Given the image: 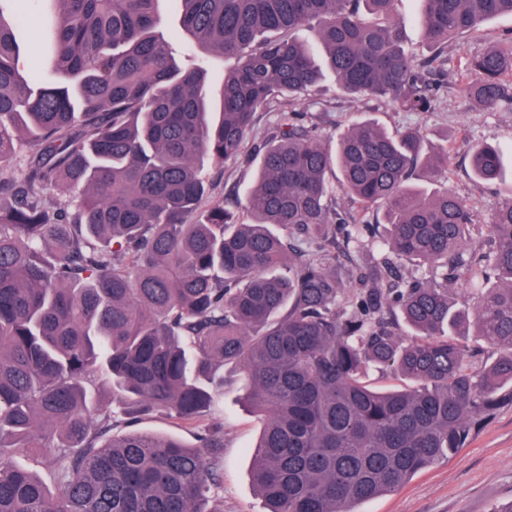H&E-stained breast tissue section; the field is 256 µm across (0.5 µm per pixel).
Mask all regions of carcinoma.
Here are the masks:
<instances>
[{"instance_id":"obj_1","label":"carcinoma","mask_w":512,"mask_h":512,"mask_svg":"<svg viewBox=\"0 0 512 512\" xmlns=\"http://www.w3.org/2000/svg\"><path fill=\"white\" fill-rule=\"evenodd\" d=\"M14 2L0 0V512H207L221 428L206 426L198 446L114 429L155 412L208 417L227 364L265 416L253 480L268 512H355L462 447L512 397V189L475 245L462 198L409 184L418 168L442 172L448 149L427 153L418 129L390 134L372 119L332 144L293 108L326 67L348 94L431 112L448 40L512 16V0H419L433 53L421 62L394 0H180L198 55L182 65L159 31L160 0H50L51 82L23 63ZM314 22L322 66L292 37ZM217 58L237 65L213 90ZM455 74L466 96L512 108V34ZM285 97L245 203L213 198L205 164L248 155L258 108ZM23 143L32 154L18 168ZM501 156L474 146V176L497 181ZM340 196L386 228L385 257L357 274L339 254L369 221ZM407 260L433 278L397 275ZM459 281L485 285L463 308ZM471 328L478 343H458ZM487 349L496 358L476 363ZM369 364L416 386L375 391ZM32 453L52 464L56 492L17 461Z\"/></svg>"}]
</instances>
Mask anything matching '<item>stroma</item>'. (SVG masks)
<instances>
[{"mask_svg": "<svg viewBox=\"0 0 512 512\" xmlns=\"http://www.w3.org/2000/svg\"><path fill=\"white\" fill-rule=\"evenodd\" d=\"M512 29V17L484 23L471 35L448 43V65L459 58L496 45ZM325 137L338 136L361 117L376 119L388 131L419 128L425 144H449L448 168L435 175L418 170L414 181L432 189L448 188L471 207L476 223L488 220L489 202L498 183L478 181L471 170L468 148L488 142L506 148L505 166H512V111L488 110L466 98L456 80H449L437 107L431 112H403L393 104L341 91L331 71L312 92ZM257 166L245 160L228 162L211 170L214 197L243 199L253 185ZM246 379L240 370L226 368L224 391L217 398L215 422L224 427L223 484L213 492L209 507L224 512H265L262 497L252 480L254 446L262 422L243 401ZM512 507V402L504 401L489 416L478 421L463 448L422 470L398 491L367 500L358 512H507Z\"/></svg>", "mask_w": 512, "mask_h": 512, "instance_id": "stroma-1", "label": "stroma"}]
</instances>
